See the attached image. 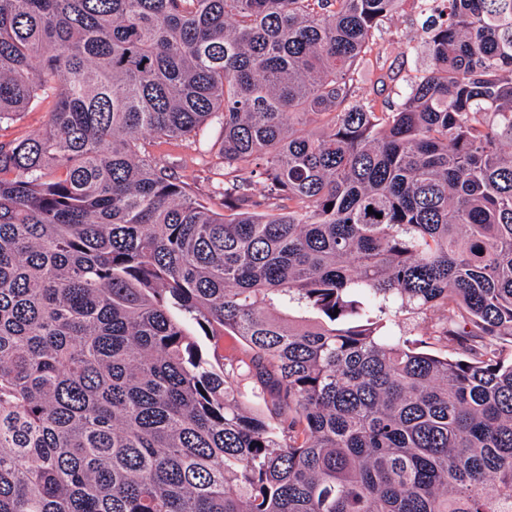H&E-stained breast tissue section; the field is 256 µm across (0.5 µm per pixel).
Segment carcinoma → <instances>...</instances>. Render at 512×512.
<instances>
[{"mask_svg":"<svg viewBox=\"0 0 512 512\" xmlns=\"http://www.w3.org/2000/svg\"><path fill=\"white\" fill-rule=\"evenodd\" d=\"M402 3L0 0V512H512V0L377 112ZM215 117L221 212L150 152ZM49 114L44 108L26 112L20 122L8 129H0V140L12 139L31 131H42L48 121Z\"/></svg>","mask_w":512,"mask_h":512,"instance_id":"1","label":"carcinoma"}]
</instances>
